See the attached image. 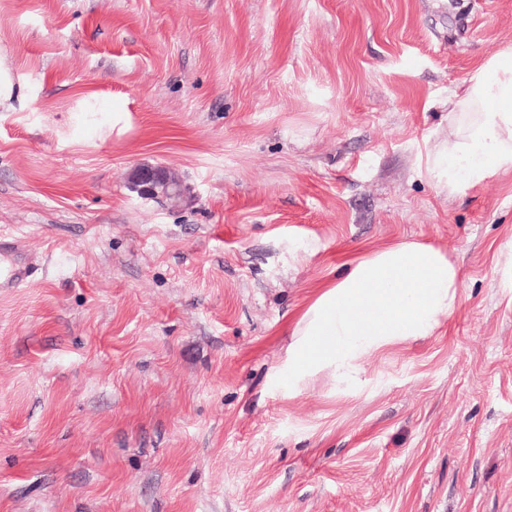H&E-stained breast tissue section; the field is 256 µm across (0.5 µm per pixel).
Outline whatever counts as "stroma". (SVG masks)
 <instances>
[{"mask_svg":"<svg viewBox=\"0 0 512 512\" xmlns=\"http://www.w3.org/2000/svg\"><path fill=\"white\" fill-rule=\"evenodd\" d=\"M512 0H0V512H512V171L448 194V91ZM163 166L175 199H143ZM399 240L461 303L289 389L316 287ZM177 179L169 170L158 166L143 165L140 166L132 180V189L135 190L140 196L147 198H157L159 196L174 197L177 196L179 191L177 188ZM164 184L166 187L169 185L173 188L175 194L159 193L157 187ZM33 257L20 239L0 237V289L18 288L30 275Z\"/></svg>","mask_w":512,"mask_h":512,"instance_id":"obj_1","label":"stroma"}]
</instances>
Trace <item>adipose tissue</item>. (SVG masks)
<instances>
[{
	"instance_id": "adipose-tissue-1",
	"label": "adipose tissue",
	"mask_w": 512,
	"mask_h": 512,
	"mask_svg": "<svg viewBox=\"0 0 512 512\" xmlns=\"http://www.w3.org/2000/svg\"><path fill=\"white\" fill-rule=\"evenodd\" d=\"M453 122L430 171L449 193L512 170V46L448 91ZM458 268L440 249L397 242L352 260L297 320L283 368L292 389L431 335L460 305Z\"/></svg>"
}]
</instances>
